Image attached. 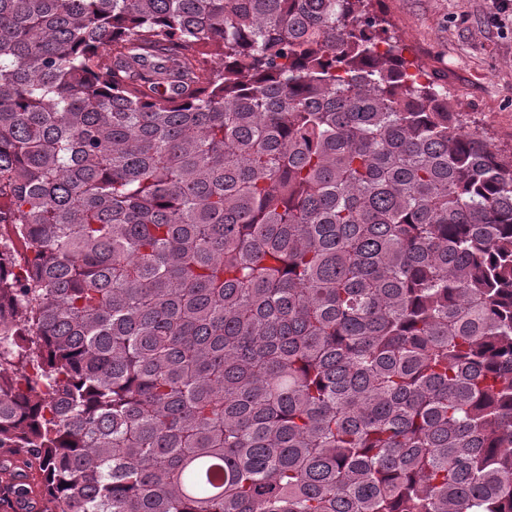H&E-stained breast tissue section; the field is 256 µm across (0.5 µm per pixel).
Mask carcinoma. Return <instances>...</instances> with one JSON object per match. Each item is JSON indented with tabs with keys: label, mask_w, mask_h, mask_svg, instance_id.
Returning a JSON list of instances; mask_svg holds the SVG:
<instances>
[{
	"label": "carcinoma",
	"mask_w": 512,
	"mask_h": 512,
	"mask_svg": "<svg viewBox=\"0 0 512 512\" xmlns=\"http://www.w3.org/2000/svg\"><path fill=\"white\" fill-rule=\"evenodd\" d=\"M369 2L0 0L17 512H512V161Z\"/></svg>",
	"instance_id": "1"
}]
</instances>
